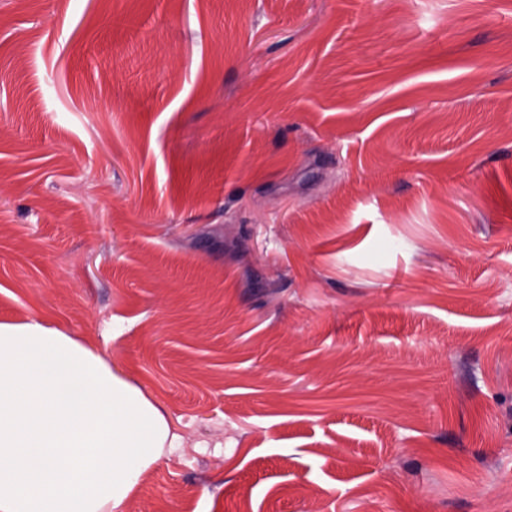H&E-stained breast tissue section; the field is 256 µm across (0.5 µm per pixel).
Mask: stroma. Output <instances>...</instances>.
Returning <instances> with one entry per match:
<instances>
[{
	"mask_svg": "<svg viewBox=\"0 0 512 512\" xmlns=\"http://www.w3.org/2000/svg\"><path fill=\"white\" fill-rule=\"evenodd\" d=\"M180 446L123 512H512V0H0V322Z\"/></svg>",
	"mask_w": 512,
	"mask_h": 512,
	"instance_id": "obj_1",
	"label": "stroma"
}]
</instances>
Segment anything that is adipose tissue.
<instances>
[{"instance_id":"ef3b65f1","label":"adipose tissue","mask_w":512,"mask_h":512,"mask_svg":"<svg viewBox=\"0 0 512 512\" xmlns=\"http://www.w3.org/2000/svg\"><path fill=\"white\" fill-rule=\"evenodd\" d=\"M175 445L166 414L94 347L0 322V512H121Z\"/></svg>"}]
</instances>
